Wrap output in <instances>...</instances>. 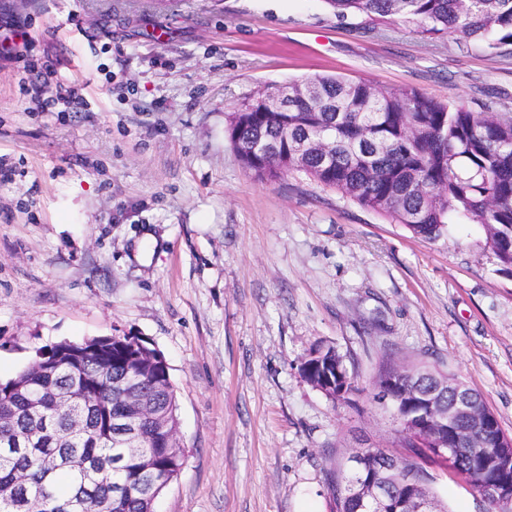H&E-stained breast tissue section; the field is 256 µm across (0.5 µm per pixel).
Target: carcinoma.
I'll return each mask as SVG.
<instances>
[{
    "mask_svg": "<svg viewBox=\"0 0 512 512\" xmlns=\"http://www.w3.org/2000/svg\"><path fill=\"white\" fill-rule=\"evenodd\" d=\"M334 16L356 21V28L401 23L434 39L457 35L481 42L491 52L512 45V0H325ZM288 111L275 106L274 88L249 98L227 113L226 132L242 164L261 179L292 171L311 177L363 207L391 216L414 235L433 240L456 218L486 228L490 251L512 271V116L473 111L400 87L388 92L366 81L313 77L289 84ZM308 127L321 129V148L299 158L294 143ZM93 348L55 371L76 347ZM301 364L305 379L334 373L340 354L329 347ZM136 375L141 405L169 413V429L178 427L177 402L166 361L136 338L61 341L35 357L16 375L0 381V512H95L98 497L119 493L113 512H155L161 495L156 485L180 474L185 449L169 443L146 420L142 447L112 444V420L137 414L122 397L121 383ZM377 379L393 382V392L433 394L444 410L454 406L456 381L437 390L436 373L386 360ZM73 389L72 410L85 416L86 429L71 436L56 465L43 466L38 452L13 446L28 431L39 448L55 444L29 422L32 399L52 407L54 397ZM479 422L455 416L439 438L448 441L451 471L478 493L491 481H512V442L499 419L480 402ZM409 453L395 455L363 449L377 480L389 481L396 499L410 485L402 476L426 482L424 493L436 512H447L432 491L427 449L405 438ZM149 460L152 471L144 470ZM331 512H357L353 487L358 475L344 461L327 472Z\"/></svg>",
    "mask_w": 512,
    "mask_h": 512,
    "instance_id": "cac0c4a2",
    "label": "carcinoma"
}]
</instances>
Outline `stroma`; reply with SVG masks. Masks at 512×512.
I'll list each match as a JSON object with an SVG mask.
<instances>
[{"mask_svg":"<svg viewBox=\"0 0 512 512\" xmlns=\"http://www.w3.org/2000/svg\"><path fill=\"white\" fill-rule=\"evenodd\" d=\"M29 18L36 112L0 61V380L63 340L134 336L165 358L186 460L156 512H330L351 448H401L376 397L383 354L458 377L512 434V272L482 225L415 236L305 174L262 180L226 132L267 86L332 75L512 114V49L391 24L354 29L324 0H0ZM356 389L302 377L315 346ZM449 512H485L450 472ZM53 72L50 68H46L45 73L39 72L35 74V76L27 83L22 84V91L25 94H30L32 99H37L38 105L37 110L39 112H66V109L77 108L80 105H83L82 95L78 92L75 87L66 86L61 89H58L56 96L43 98L38 95V83L43 80H46V77L52 75ZM62 90L64 92H62ZM63 106L65 109L59 110L60 106Z\"/></svg>","mask_w":512,"mask_h":512,"instance_id":"obj_1","label":"stroma"}]
</instances>
